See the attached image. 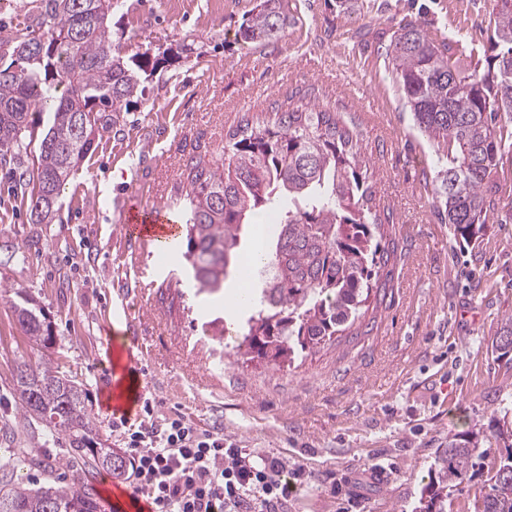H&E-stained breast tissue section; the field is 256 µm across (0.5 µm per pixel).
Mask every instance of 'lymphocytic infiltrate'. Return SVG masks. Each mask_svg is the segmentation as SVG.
<instances>
[{
    "mask_svg": "<svg viewBox=\"0 0 512 512\" xmlns=\"http://www.w3.org/2000/svg\"><path fill=\"white\" fill-rule=\"evenodd\" d=\"M124 439L131 488L152 512H288L295 486L281 457L244 452L180 415L127 429Z\"/></svg>",
    "mask_w": 512,
    "mask_h": 512,
    "instance_id": "1",
    "label": "lymphocytic infiltrate"
}]
</instances>
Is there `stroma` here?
<instances>
[{"label":"stroma","mask_w":512,"mask_h":512,"mask_svg":"<svg viewBox=\"0 0 512 512\" xmlns=\"http://www.w3.org/2000/svg\"><path fill=\"white\" fill-rule=\"evenodd\" d=\"M258 0H119L109 39L127 54L191 53L143 82L119 126L96 134L70 177L60 219L34 224L12 170L0 166V284L26 291L52 324L48 355L83 381L88 410L108 446L121 447L106 410L112 378L107 339L143 343L139 367L155 423L181 414L222 427L240 448L288 461L297 490L288 512H415L440 448L454 434L512 423V364L491 343L512 315V217L489 221L476 243L454 240L434 206L438 157L416 128L386 58L400 23L438 43L483 53L494 25L490 0H284L279 41L255 46L236 33ZM43 0H11L0 39L35 26ZM313 107L356 127L370 185L390 211L378 271L385 291L324 347L272 366L226 347L225 331L251 311L183 288L147 301L136 267L160 281L180 274L158 256L133 264L128 210L168 201L191 157L221 158L226 134L246 116ZM137 322L129 334L125 317ZM0 299V481H85L102 495L110 471L85 469L67 438L37 422L19 426L14 381L37 358Z\"/></svg>","instance_id":"35a3bbf8"}]
</instances>
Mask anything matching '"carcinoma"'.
<instances>
[{"label": "carcinoma", "instance_id": "1", "mask_svg": "<svg viewBox=\"0 0 512 512\" xmlns=\"http://www.w3.org/2000/svg\"><path fill=\"white\" fill-rule=\"evenodd\" d=\"M494 30L487 52L437 44L419 24L399 26L387 56L419 131L446 159L439 171L440 203L456 239L481 238L498 208L497 168L512 147V0H491ZM116 0H44L37 29L0 42L10 63L0 67V163L21 164L44 110L51 111L26 182L36 224L60 219V198L95 133L120 123L141 78L167 61L150 50L127 55L108 42ZM288 25L283 0H259L237 36L245 43L279 40ZM224 160L198 157L186 166L173 204L185 218L181 274L200 291L216 294L241 264L240 231L274 210L277 221L264 254L262 287L243 293L251 310L236 348L250 359L280 364L314 350L353 325L377 287L374 268L389 260L380 249L379 214L372 212L369 160L359 133L336 112L292 110L248 120L229 132ZM30 343L51 338L44 308L21 291L11 302ZM512 361V316L492 343ZM15 392L20 418L42 424L47 435L68 438L90 468L122 477L127 465L110 461L93 428L83 383L59 371L49 357L18 363ZM487 458L472 431L448 439L435 462L438 480L424 487L421 512H445L448 489L473 477ZM488 491L477 512H512V443L487 465ZM0 512H100L82 484L0 487Z\"/></svg>", "mask_w": 512, "mask_h": 512}]
</instances>
